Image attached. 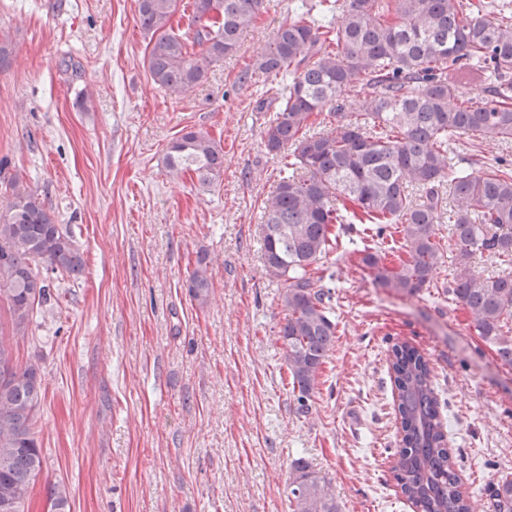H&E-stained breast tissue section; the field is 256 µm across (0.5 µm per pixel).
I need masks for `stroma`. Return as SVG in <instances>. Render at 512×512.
<instances>
[{"label":"stroma","instance_id":"35a3bbf8","mask_svg":"<svg viewBox=\"0 0 512 512\" xmlns=\"http://www.w3.org/2000/svg\"><path fill=\"white\" fill-rule=\"evenodd\" d=\"M301 0H267L237 54L180 98L153 84L137 0H0V176L72 235L85 268L18 339L39 367L34 431L45 458L29 512L65 486L71 512H291L289 466L326 473L341 512H412L391 469L399 434L387 360L409 342L428 359L463 482L478 512L512 477V367L447 294L452 263L415 297L376 286L358 254L325 266L336 345L312 410L297 415L277 332L283 281L262 263V206L280 159L267 153V90L242 73L295 20ZM224 149L200 186L163 157L183 130ZM207 254L206 305L186 279Z\"/></svg>","mask_w":512,"mask_h":512}]
</instances>
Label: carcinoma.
<instances>
[{
  "label": "carcinoma",
  "instance_id": "obj_1",
  "mask_svg": "<svg viewBox=\"0 0 512 512\" xmlns=\"http://www.w3.org/2000/svg\"><path fill=\"white\" fill-rule=\"evenodd\" d=\"M183 0H138V19L151 34L147 63L155 85L179 98L231 57L266 9L265 0H188L195 26L177 33ZM325 24L285 22L256 55L244 78L288 75L270 87L264 129L268 153L285 160L263 207L262 259L267 275L285 283L288 310L278 331L291 377L294 409L309 414L319 371L336 342L330 290L309 269L327 258L348 224H395L407 255L385 264L380 247L361 263L374 283L414 296L431 287L443 253L436 224L449 212L455 273L448 293L478 335L512 366V272L477 275L476 256L512 260V163L460 171L456 142L473 148L512 143V5L505 0H320ZM473 85L472 96L464 88ZM329 122L312 129L313 115ZM172 173H191L208 186L224 173L221 144L187 130L164 156ZM46 270L75 278L84 262L72 237L31 196L0 201V300L12 334H0V506L24 512L43 471L33 431L44 396L38 367L22 364L13 339L28 333L37 308L52 298ZM203 306L211 280L200 254L186 282ZM399 448L392 471L400 493L420 512H476L462 489L435 377L425 356L407 343L391 347ZM292 512H340L331 481L304 458L291 463ZM486 491L494 512H512V480ZM53 512H70L66 491L48 488Z\"/></svg>",
  "mask_w": 512,
  "mask_h": 512
}]
</instances>
